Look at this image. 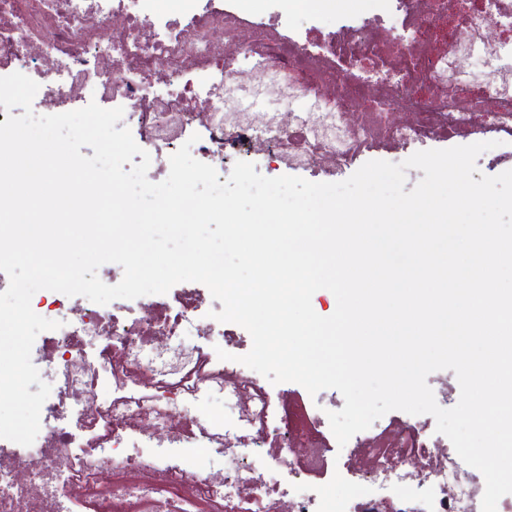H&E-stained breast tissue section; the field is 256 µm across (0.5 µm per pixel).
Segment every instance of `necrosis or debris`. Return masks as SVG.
I'll use <instances>...</instances> for the list:
<instances>
[{"mask_svg":"<svg viewBox=\"0 0 512 512\" xmlns=\"http://www.w3.org/2000/svg\"><path fill=\"white\" fill-rule=\"evenodd\" d=\"M331 27L316 6L296 24L284 0H0V71L38 78L44 114L97 98L123 107L135 141L159 152L204 129L194 150L264 148L279 165L336 176L365 154L496 140L512 167V0H370ZM248 70L249 82L238 78ZM307 112H243V91ZM204 290L109 309L51 303L59 321L32 361L51 393L31 446L0 447V512H481L485 481L432 416L385 417L345 445L351 490L315 484L337 441L302 391L277 389L204 344ZM104 340L98 353L88 345ZM223 418H204L202 394ZM203 449L209 467L180 451Z\"/></svg>","mask_w":512,"mask_h":512,"instance_id":"necrosis-or-debris-1","label":"necrosis or debris"}]
</instances>
